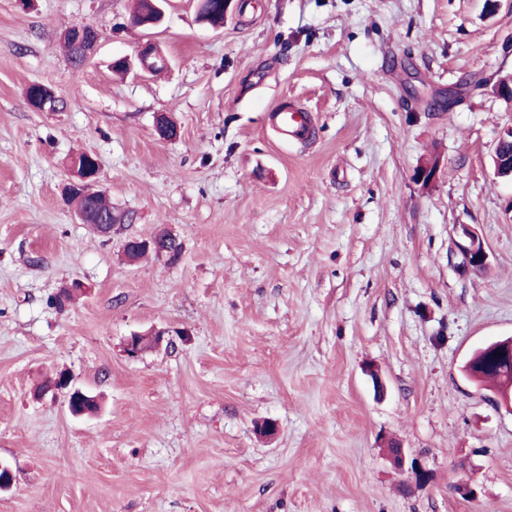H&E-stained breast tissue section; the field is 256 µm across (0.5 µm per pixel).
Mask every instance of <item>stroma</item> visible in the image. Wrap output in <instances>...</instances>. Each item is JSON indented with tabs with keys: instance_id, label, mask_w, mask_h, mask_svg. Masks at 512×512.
I'll return each mask as SVG.
<instances>
[{
	"instance_id": "1",
	"label": "stroma",
	"mask_w": 512,
	"mask_h": 512,
	"mask_svg": "<svg viewBox=\"0 0 512 512\" xmlns=\"http://www.w3.org/2000/svg\"><path fill=\"white\" fill-rule=\"evenodd\" d=\"M132 4L0 0V512H512V410L463 372L512 335V181L491 158L512 0H235L218 27L168 0L153 30ZM82 25L100 39L76 68L59 32ZM147 41L167 70L110 71ZM34 82L65 108L32 109ZM287 102L309 141L273 127ZM78 152L125 217L111 235L63 196ZM459 224L485 269L462 272ZM162 230L178 262L125 259ZM63 370L97 414L38 392Z\"/></svg>"
}]
</instances>
